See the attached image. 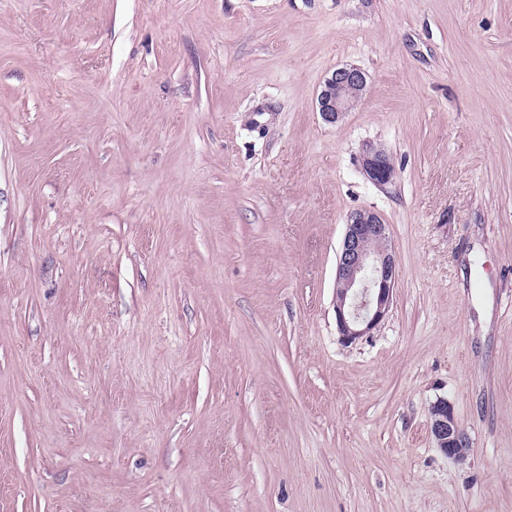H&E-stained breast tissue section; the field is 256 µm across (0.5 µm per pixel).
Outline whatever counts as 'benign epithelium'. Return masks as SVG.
Here are the masks:
<instances>
[{
    "instance_id": "benign-epithelium-1",
    "label": "benign epithelium",
    "mask_w": 512,
    "mask_h": 512,
    "mask_svg": "<svg viewBox=\"0 0 512 512\" xmlns=\"http://www.w3.org/2000/svg\"><path fill=\"white\" fill-rule=\"evenodd\" d=\"M367 73L354 65L335 69L317 96L318 112L331 124L363 100ZM362 172L375 186L393 183L396 170L388 153L372 144L362 155ZM398 278L395 256L388 245V227L376 212L359 210L350 215L337 259L335 276L336 327L342 340L354 343L368 336L384 319ZM430 432L438 450L458 461L470 439L458 426L448 399L437 398L430 406Z\"/></svg>"
}]
</instances>
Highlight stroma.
I'll return each mask as SVG.
<instances>
[{
    "label": "stroma",
    "mask_w": 512,
    "mask_h": 512,
    "mask_svg": "<svg viewBox=\"0 0 512 512\" xmlns=\"http://www.w3.org/2000/svg\"><path fill=\"white\" fill-rule=\"evenodd\" d=\"M0 512H512V0H0ZM368 85V75L360 67L345 65L336 68L324 81L317 96L318 112L331 124L340 123L347 112L363 100ZM362 172L375 186L383 188L393 183L396 170L388 153L372 144L366 145L362 155ZM388 227L376 212L350 215L337 259L336 327L345 343H354L384 319L398 278L395 256L388 245ZM378 245L372 246V242ZM430 432L438 450L448 459L459 461L470 439L458 426L454 408L447 398L439 397L430 406Z\"/></svg>",
    "instance_id": "obj_1"
}]
</instances>
